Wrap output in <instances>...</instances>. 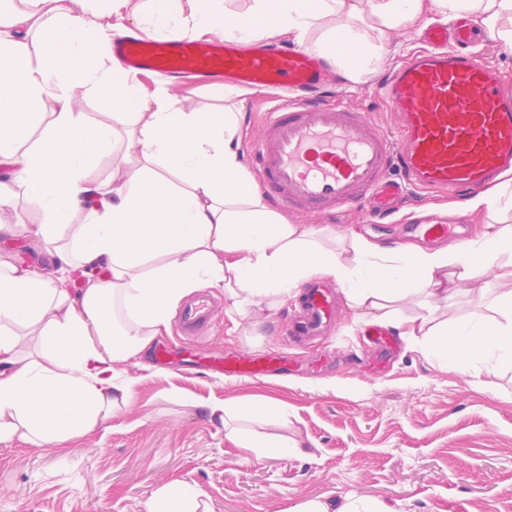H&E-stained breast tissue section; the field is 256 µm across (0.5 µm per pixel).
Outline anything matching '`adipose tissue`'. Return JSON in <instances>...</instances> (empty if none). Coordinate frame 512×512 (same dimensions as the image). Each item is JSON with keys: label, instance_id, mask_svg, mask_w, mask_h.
I'll return each instance as SVG.
<instances>
[{"label": "adipose tissue", "instance_id": "obj_1", "mask_svg": "<svg viewBox=\"0 0 512 512\" xmlns=\"http://www.w3.org/2000/svg\"><path fill=\"white\" fill-rule=\"evenodd\" d=\"M0 0V164L36 199L44 220L29 235L51 244L53 268L0 262V442L61 445L83 436L131 398L120 367L140 364L193 293L223 289L233 306L272 312L300 286L330 278L356 306L404 335L439 337L434 352L480 370L491 354L512 359V226L487 225L462 243L384 247L355 235L341 253L274 211L245 170L241 111L187 112L167 91L146 93L105 51L126 20L167 36L213 33L249 45L284 38L307 45L349 81L377 72L382 40L437 13L467 14L512 49L501 20L512 0H252L227 13L218 0ZM331 19L316 40L312 28ZM80 88L126 122L138 166L111 185L91 172L111 153L113 130L71 108ZM101 196V208L86 207ZM64 245H57L58 237ZM503 268L494 302L506 322L441 321V307L488 266ZM78 292H71V285ZM419 313L398 317L395 303ZM226 436L255 453L287 451L284 436L235 426L244 405L211 404Z\"/></svg>", "mask_w": 512, "mask_h": 512}]
</instances>
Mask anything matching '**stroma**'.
<instances>
[{
    "instance_id": "1",
    "label": "stroma",
    "mask_w": 512,
    "mask_h": 512,
    "mask_svg": "<svg viewBox=\"0 0 512 512\" xmlns=\"http://www.w3.org/2000/svg\"><path fill=\"white\" fill-rule=\"evenodd\" d=\"M377 80L335 78L334 98L390 128V107L365 94ZM142 83L150 93L167 88L187 112L242 107L246 142L261 136L271 105L266 93L228 100L223 85L196 79L146 76ZM425 214L440 221L463 216L470 237L485 224L512 225V209L465 212L456 200L432 194L400 203L382 224L358 206L333 217L293 212L289 218L394 246L411 241L406 225ZM0 257L38 266L50 260L46 244L21 230L0 237ZM210 294L213 326L194 345L214 354L278 351L293 372L204 376L150 358L126 366L130 402L95 432L62 451L17 439L0 443V512H148L156 491L173 482L194 488L211 512H288L303 499L338 501L351 492L389 512H512V361H491L473 375L442 367L409 336H397L392 350L370 344L364 331L372 315L351 309L342 292L323 340H291L294 304L261 318L243 308V320L257 322L249 339L228 334L231 305L223 291ZM199 401L277 408L285 421L281 435L302 448L259 456L235 447L220 420L196 409Z\"/></svg>"
}]
</instances>
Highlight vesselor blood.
<instances>
[{
	"label": "vessel or blood",
	"instance_id": "obj_1",
	"mask_svg": "<svg viewBox=\"0 0 512 512\" xmlns=\"http://www.w3.org/2000/svg\"><path fill=\"white\" fill-rule=\"evenodd\" d=\"M478 21L455 29L436 27L427 47L392 69L375 91L396 118L388 132L366 113L320 102L323 60L312 50L261 42L251 50L221 37L198 40L156 38L143 33L112 37V59L126 71L184 79L199 75L256 90L280 92L263 135L248 151L270 199L298 212L342 211L370 204L379 215L414 190L459 196L477 191L512 169V81L466 51ZM428 241L459 238L460 224L419 223ZM302 315L293 335H321L336 316V288L317 282L301 296ZM212 320L200 296L179 313L182 332L195 336ZM185 361L210 372L259 378L285 375L287 356L236 353L204 356L188 351Z\"/></svg>",
	"mask_w": 512,
	"mask_h": 512
}]
</instances>
